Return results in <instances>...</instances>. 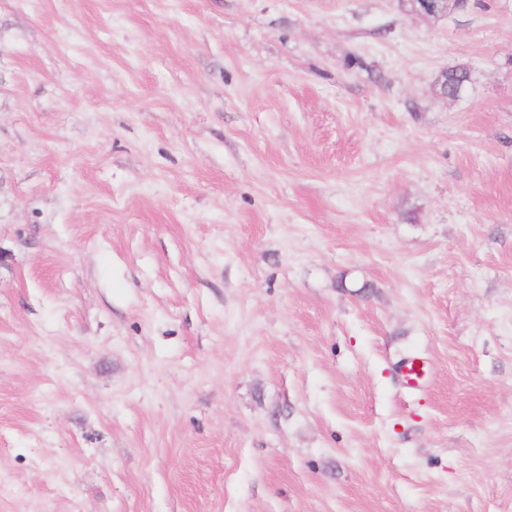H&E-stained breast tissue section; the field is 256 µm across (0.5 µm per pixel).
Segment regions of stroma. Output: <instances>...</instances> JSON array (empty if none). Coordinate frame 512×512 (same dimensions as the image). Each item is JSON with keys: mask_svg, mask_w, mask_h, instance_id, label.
I'll list each match as a JSON object with an SVG mask.
<instances>
[{"mask_svg": "<svg viewBox=\"0 0 512 512\" xmlns=\"http://www.w3.org/2000/svg\"><path fill=\"white\" fill-rule=\"evenodd\" d=\"M482 2L0 0V512H512ZM470 80V69L463 64H459L443 71L441 88L447 91L448 95L456 98L464 91L466 86L470 83Z\"/></svg>", "mask_w": 512, "mask_h": 512, "instance_id": "35a3bbf8", "label": "stroma"}]
</instances>
